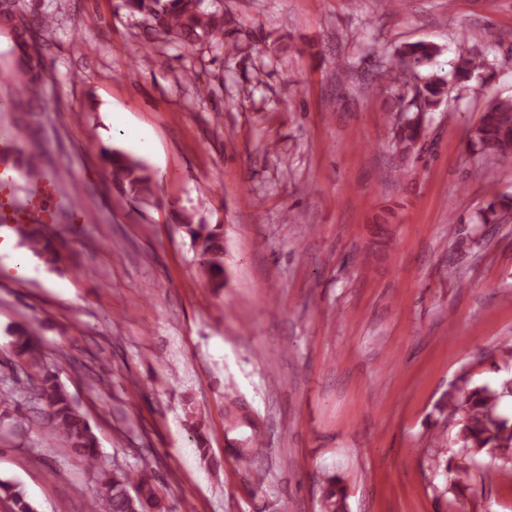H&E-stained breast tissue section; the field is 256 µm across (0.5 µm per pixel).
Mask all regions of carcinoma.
Returning a JSON list of instances; mask_svg holds the SVG:
<instances>
[{
    "label": "carcinoma",
    "instance_id": "cac0c4a2",
    "mask_svg": "<svg viewBox=\"0 0 512 512\" xmlns=\"http://www.w3.org/2000/svg\"><path fill=\"white\" fill-rule=\"evenodd\" d=\"M119 4L129 16L139 19L146 32L152 35H174L191 46L197 42L218 43L224 35V13L202 8L199 0H119ZM437 54L435 45L417 42L394 52L389 61L390 67L401 72L411 70L417 86L412 107L400 105L404 123L393 128L394 148L408 155L418 152L419 116L434 110L450 92L446 77L434 73L422 75L417 71ZM495 69L496 64L462 51L455 63L454 78L459 83L468 81L477 72L487 81L493 77ZM470 143L488 162L512 161V97L496 98L484 106L470 130ZM100 156L116 188L135 201H150L153 175L142 160L106 146L100 149ZM511 208V197L496 198L480 213L479 222L495 224L501 213ZM181 223L192 246L212 273L214 287H223L220 277L224 273V247L219 229L209 224H195L187 217L181 219ZM26 237L38 243L35 253L45 262L54 264L60 259L62 239L58 234L46 231L35 222ZM17 344L19 354L25 356L29 367L34 369L28 374L29 385L36 404L42 406L46 415L48 436L63 440L88 466L96 467L99 464L97 438L87 418L58 383L56 375L41 366L32 333L21 330ZM507 396H512V378L494 386L478 384L448 391L440 411L448 412L456 422L455 439L462 454L484 453L494 464L501 459L499 450L512 448V419L500 412V403ZM100 503L107 512H154L158 507L156 490L146 472L134 488L124 474L102 479L98 499L90 505V510L96 512ZM320 508L321 512H346V493L339 477L332 475L325 479Z\"/></svg>",
    "mask_w": 512,
    "mask_h": 512
}]
</instances>
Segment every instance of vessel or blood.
Instances as JSON below:
<instances>
[{
	"mask_svg": "<svg viewBox=\"0 0 512 512\" xmlns=\"http://www.w3.org/2000/svg\"><path fill=\"white\" fill-rule=\"evenodd\" d=\"M15 136L0 132V223L22 224L29 219L51 224L55 221L52 200L60 185L59 173L47 172L38 156L27 154L21 160H14ZM29 183L34 193L25 209H17L12 186L17 180Z\"/></svg>",
	"mask_w": 512,
	"mask_h": 512,
	"instance_id": "1",
	"label": "vessel or blood"
}]
</instances>
